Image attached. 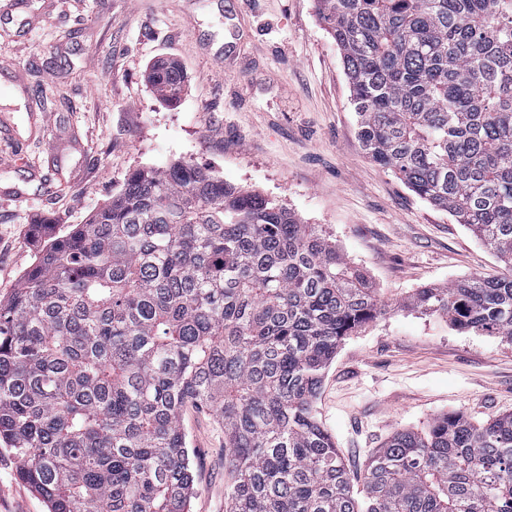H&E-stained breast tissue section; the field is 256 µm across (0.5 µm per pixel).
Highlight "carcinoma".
Returning <instances> with one entry per match:
<instances>
[{
    "instance_id": "cac0c4a2",
    "label": "carcinoma",
    "mask_w": 512,
    "mask_h": 512,
    "mask_svg": "<svg viewBox=\"0 0 512 512\" xmlns=\"http://www.w3.org/2000/svg\"><path fill=\"white\" fill-rule=\"evenodd\" d=\"M357 139L506 272L408 305L512 345V0H315ZM174 99L183 77L151 69ZM389 308L314 224L190 161L147 167L0 299V441L48 512H191L182 409L224 429L225 512H512V413L395 432L351 486L316 403Z\"/></svg>"
}]
</instances>
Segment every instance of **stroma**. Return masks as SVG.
<instances>
[{
    "label": "stroma",
    "mask_w": 512,
    "mask_h": 512,
    "mask_svg": "<svg viewBox=\"0 0 512 512\" xmlns=\"http://www.w3.org/2000/svg\"><path fill=\"white\" fill-rule=\"evenodd\" d=\"M0 23V298L41 249L86 223L142 167L190 161L319 224L367 270L387 313L350 336L317 407L352 477L397 430L438 415L512 412V346L405 306L415 289L503 263L448 212L375 165L356 136L341 53L314 0H26ZM182 68L164 101L146 74ZM181 424L192 512H224V432L212 411ZM0 445V512H47Z\"/></svg>",
    "instance_id": "obj_1"
}]
</instances>
